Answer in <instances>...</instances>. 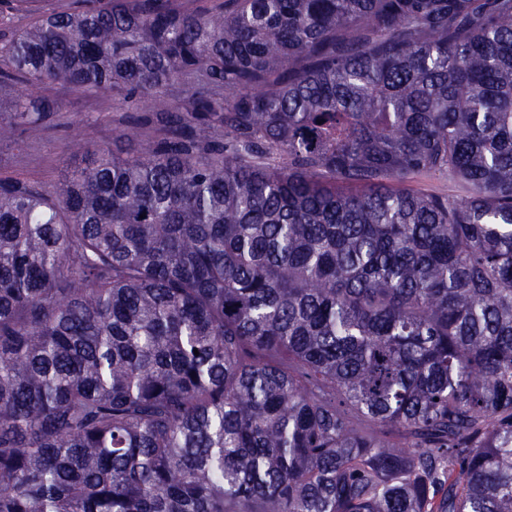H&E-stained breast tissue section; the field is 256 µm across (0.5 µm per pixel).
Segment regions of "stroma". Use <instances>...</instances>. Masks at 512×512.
Segmentation results:
<instances>
[{"instance_id":"35a3bbf8","label":"stroma","mask_w":512,"mask_h":512,"mask_svg":"<svg viewBox=\"0 0 512 512\" xmlns=\"http://www.w3.org/2000/svg\"><path fill=\"white\" fill-rule=\"evenodd\" d=\"M39 92L57 101L58 109L41 125L22 128L19 143H0V177L49 187L79 164L77 147L134 151L123 137L130 112L120 97L83 92L61 80Z\"/></svg>"}]
</instances>
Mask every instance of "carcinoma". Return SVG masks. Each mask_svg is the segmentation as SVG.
Segmentation results:
<instances>
[{
  "mask_svg": "<svg viewBox=\"0 0 512 512\" xmlns=\"http://www.w3.org/2000/svg\"><path fill=\"white\" fill-rule=\"evenodd\" d=\"M0 58V141L64 80L140 144L0 179V512H512V0H77ZM409 187L415 191L423 193L438 194H458V189L445 180L430 178L424 175H418L409 182Z\"/></svg>",
  "mask_w": 512,
  "mask_h": 512,
  "instance_id": "carcinoma-1",
  "label": "carcinoma"
}]
</instances>
